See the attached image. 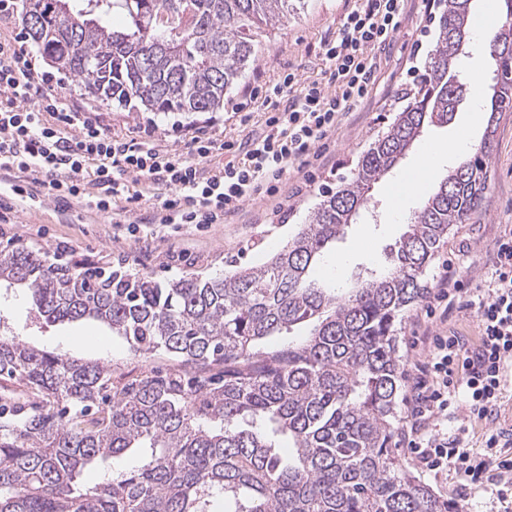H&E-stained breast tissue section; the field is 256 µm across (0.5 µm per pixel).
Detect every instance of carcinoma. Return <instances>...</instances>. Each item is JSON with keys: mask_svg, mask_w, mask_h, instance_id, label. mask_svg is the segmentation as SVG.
I'll return each instance as SVG.
<instances>
[{"mask_svg": "<svg viewBox=\"0 0 512 512\" xmlns=\"http://www.w3.org/2000/svg\"><path fill=\"white\" fill-rule=\"evenodd\" d=\"M302 0H22L24 34L92 96L147 112H215ZM433 42L388 124L308 223L264 263L159 281L123 266L85 268L22 244L0 248V282L30 294L50 323L96 319L134 355L167 353L194 371L116 379L104 366L0 336V376L31 402L0 420V512H453L397 462L403 370L396 324L427 294L441 242L478 212L499 116L512 109V53L493 61L483 142L408 218L390 265L341 292L309 274L371 202V190L427 126L463 98L458 39L469 0H436ZM118 14L120 28L103 24ZM74 31L53 36L57 25ZM512 39L500 0L488 45ZM310 324L302 340L259 345ZM288 437V454L279 438ZM129 452L148 455L113 468ZM103 468L87 486L84 469Z\"/></svg>", "mask_w": 512, "mask_h": 512, "instance_id": "carcinoma-1", "label": "carcinoma"}]
</instances>
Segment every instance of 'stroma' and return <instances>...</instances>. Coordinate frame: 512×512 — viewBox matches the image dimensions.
I'll use <instances>...</instances> for the list:
<instances>
[{
	"label": "stroma",
	"mask_w": 512,
	"mask_h": 512,
	"mask_svg": "<svg viewBox=\"0 0 512 512\" xmlns=\"http://www.w3.org/2000/svg\"><path fill=\"white\" fill-rule=\"evenodd\" d=\"M355 0H304L300 13L272 37L263 39L261 53L247 86L260 88L277 82L285 67H292L300 84L326 81V65L321 44L334 37L344 13ZM433 0H407L400 33L381 65V72L366 102L349 115L345 124L329 136L320 156L309 157L307 165L288 172L280 190L261 195L246 204L244 210L223 224L204 229L181 226L168 233L154 225L148 202L133 205L120 214L97 212L83 203L64 207L48 199L33 209L19 208L12 194H0V242H19L40 251L62 250L70 259L93 267L104 261L123 263L131 272L151 274L164 281L187 273L204 276L229 271L231 264L255 266L277 252L291 236L311 207L319 200L322 187L335 185L348 176L353 161L371 136L385 125L397 103L402 88L410 79L413 66L424 61L431 47L427 18ZM27 52L44 93L57 95L61 102L93 113L113 135L125 139L153 137L161 147L186 142L198 128L221 141H244L261 133L266 110L261 100L233 93L231 102L217 112L168 114L135 111L87 95L70 77L49 65L35 47ZM464 101L454 119L445 127L426 128L415 141L406 158L376 183L372 195L373 211L359 213L342 240L330 245L328 256L347 254L348 282H355L366 266H387L390 245L406 231V224L391 222L393 209L414 210L421 195L409 196L401 188L402 180L413 175L422 150L431 143L448 144L460 132H468L481 141L486 120L471 122L476 100H487L493 83V69L483 54L476 53L465 61L461 75ZM141 225L140 238H130L126 222ZM512 226V112L504 113L493 141L489 189L482 208L470 223L459 227L440 246L429 272V284H436L447 266H454L472 285L489 278V250L505 226ZM428 301H420L405 312L397 324L399 356L405 380H412L418 357L412 342L416 333L428 323ZM32 302L21 288H0V332L16 336L25 346L60 353L84 361H100L113 375L136 374L147 369L167 371L177 367V360L160 352L148 358L135 356L121 337L112 335L94 320L48 324L34 321ZM424 482L435 496L450 503L454 512H502V505L491 493V478L472 484L455 474L434 477Z\"/></svg>",
	"instance_id": "stroma-1"
}]
</instances>
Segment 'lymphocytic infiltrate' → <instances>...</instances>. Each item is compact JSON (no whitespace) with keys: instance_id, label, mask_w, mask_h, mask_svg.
<instances>
[{"instance_id":"f902f5d3","label":"lymphocytic infiltrate","mask_w":512,"mask_h":512,"mask_svg":"<svg viewBox=\"0 0 512 512\" xmlns=\"http://www.w3.org/2000/svg\"><path fill=\"white\" fill-rule=\"evenodd\" d=\"M405 0H360L345 13L335 38L324 41L326 83L297 87L285 72L266 88L269 112L264 131L243 144L219 143L199 132L184 151L159 148L152 140L112 137L89 113L44 94L26 53L0 40V187L8 186L26 205L46 195L59 202L85 200L106 212L125 196L123 176L142 180L154 201L153 221L164 227L220 224L294 166L306 163L357 104L367 99L379 67V52L389 47L401 24ZM216 153L229 159L218 171L206 169ZM490 279L466 289L456 271L445 272L433 296L418 342L428 356L417 362L408 402L412 422L407 447L423 471H452L464 479L497 471L493 494L512 501V456L500 429H489L483 454L464 450L462 437L448 439L434 425L456 401L470 419L495 415L512 366V228L494 241L489 255ZM473 311L479 329L477 346L440 331L449 313Z\"/></svg>"}]
</instances>
